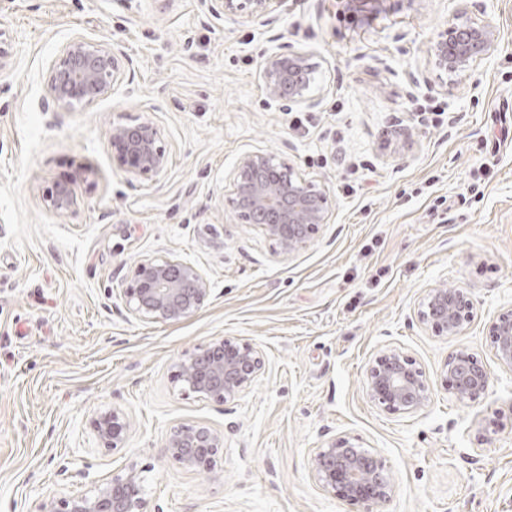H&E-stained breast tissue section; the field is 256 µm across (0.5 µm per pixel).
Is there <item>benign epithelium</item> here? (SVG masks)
<instances>
[{"mask_svg": "<svg viewBox=\"0 0 512 512\" xmlns=\"http://www.w3.org/2000/svg\"><path fill=\"white\" fill-rule=\"evenodd\" d=\"M287 0H206L209 15L228 14L245 22L267 26L283 11ZM384 0H346L347 7L365 18L379 12ZM497 48L494 28L466 23L446 31L434 46L438 67L462 70L492 55ZM123 54L105 40L77 36L68 41L49 68L45 106L71 112L107 97L123 83ZM261 76L268 102L278 108H314L318 99L309 93L311 72L300 56L286 51L264 58ZM112 161L128 175L156 181L168 166L167 145L161 129L151 121L112 126L109 133ZM229 206L247 224L261 227L283 255L306 248L330 219L326 191L304 179L278 154L256 151L243 155L230 181ZM54 212H74L75 190L70 182L56 185L46 198ZM210 288L192 264L166 255L141 260L131 271L121 293L129 314L143 321L170 322L191 316L204 306ZM419 320L441 336H457L475 318L468 293L460 288L434 286L418 305ZM493 351L497 360L512 367V306L498 314L493 325ZM265 369L262 351L253 343L224 337L175 365L174 382L181 389L217 403H226L251 387ZM449 391L462 403L477 401L487 391L490 372L473 353L459 349L444 366ZM370 398L392 413H411L426 406L429 385L423 369L396 348L375 354L365 368ZM131 423L127 413L112 408L90 420L97 440L105 448L124 447ZM224 436L204 425H180L170 430L162 457L184 468L210 472L223 452ZM312 475L323 491L360 507V512H384L393 494L381 457L334 436L316 449ZM137 462H128L112 480L92 494L63 501H46L38 512H148Z\"/></svg>", "mask_w": 512, "mask_h": 512, "instance_id": "1", "label": "benign epithelium"}]
</instances>
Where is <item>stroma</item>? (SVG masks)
<instances>
[{
	"instance_id": "35a3bbf8",
	"label": "stroma",
	"mask_w": 512,
	"mask_h": 512,
	"mask_svg": "<svg viewBox=\"0 0 512 512\" xmlns=\"http://www.w3.org/2000/svg\"><path fill=\"white\" fill-rule=\"evenodd\" d=\"M491 23L498 47L447 73L431 45L460 14ZM11 38L0 68V512L91 493L128 462L149 512H357L321 490L315 448L345 435L386 461L387 512H512V368L489 325L512 304V0H385L368 20L343 0H288L273 25L210 19L203 0H0ZM77 34L114 43L129 82L71 112H47V69ZM306 57L319 104L306 127L269 106L260 65ZM158 124L160 181L112 161V125ZM271 151L324 185L331 217L310 245L280 254L225 202L248 152ZM74 181L75 215L44 195ZM196 266L211 296L170 323L134 319L120 293L140 260ZM465 289L477 310L458 336L417 319L424 291ZM236 337L264 372L221 404L180 391L175 364ZM487 366L480 400L444 385L450 352ZM398 348L431 396L410 414L369 397L365 366ZM114 407L124 447L90 428ZM224 436L216 468L164 459L171 428ZM130 427L127 413L115 407L99 412L90 420L95 437L103 447L109 449L124 447Z\"/></svg>"
}]
</instances>
